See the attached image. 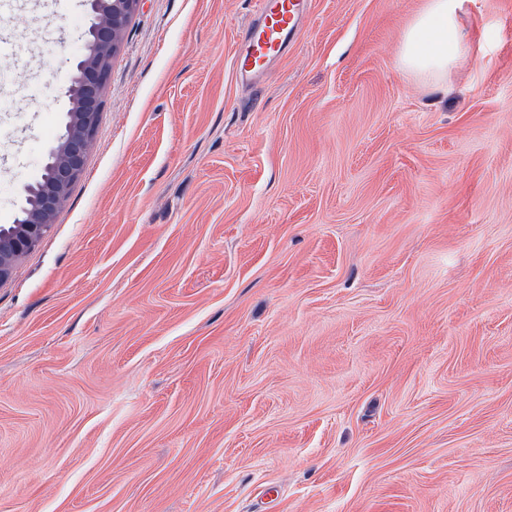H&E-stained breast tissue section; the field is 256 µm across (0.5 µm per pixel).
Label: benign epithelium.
Returning a JSON list of instances; mask_svg holds the SVG:
<instances>
[{"label": "benign epithelium", "mask_w": 512, "mask_h": 512, "mask_svg": "<svg viewBox=\"0 0 512 512\" xmlns=\"http://www.w3.org/2000/svg\"><path fill=\"white\" fill-rule=\"evenodd\" d=\"M142 0H85L88 24L84 52L70 68L66 94L70 107L61 134L50 149L41 180L23 186L24 204L14 223L0 225V285L18 259L34 249L67 204L94 145L102 96L112 59Z\"/></svg>", "instance_id": "7a95c632"}]
</instances>
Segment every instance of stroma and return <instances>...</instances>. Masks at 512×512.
<instances>
[{"mask_svg":"<svg viewBox=\"0 0 512 512\" xmlns=\"http://www.w3.org/2000/svg\"><path fill=\"white\" fill-rule=\"evenodd\" d=\"M142 0L95 146L0 285V512H512V0ZM0 225L69 108L84 0H5ZM258 18L245 48L238 54L236 75L241 82L261 81L270 61L288 51L308 12L309 0H259ZM462 0H428L403 36L401 64L409 72L439 81L463 49L458 24Z\"/></svg>","mask_w":512,"mask_h":512,"instance_id":"stroma-1","label":"stroma"}]
</instances>
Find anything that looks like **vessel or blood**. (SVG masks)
Masks as SVG:
<instances>
[{"instance_id": "b4317fda", "label": "vessel or blood", "mask_w": 512, "mask_h": 512, "mask_svg": "<svg viewBox=\"0 0 512 512\" xmlns=\"http://www.w3.org/2000/svg\"><path fill=\"white\" fill-rule=\"evenodd\" d=\"M309 0H259L258 18L235 64L241 82L254 85L270 61L287 52L308 12Z\"/></svg>"}]
</instances>
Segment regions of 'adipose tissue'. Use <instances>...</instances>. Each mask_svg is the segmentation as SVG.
I'll list each match as a JSON object with an SVG mask.
<instances>
[{
  "mask_svg": "<svg viewBox=\"0 0 512 512\" xmlns=\"http://www.w3.org/2000/svg\"><path fill=\"white\" fill-rule=\"evenodd\" d=\"M461 5L462 0H428L404 32L401 64L407 71L434 81L447 76L463 49Z\"/></svg>",
  "mask_w": 512,
  "mask_h": 512,
  "instance_id": "adipose-tissue-1",
  "label": "adipose tissue"
}]
</instances>
